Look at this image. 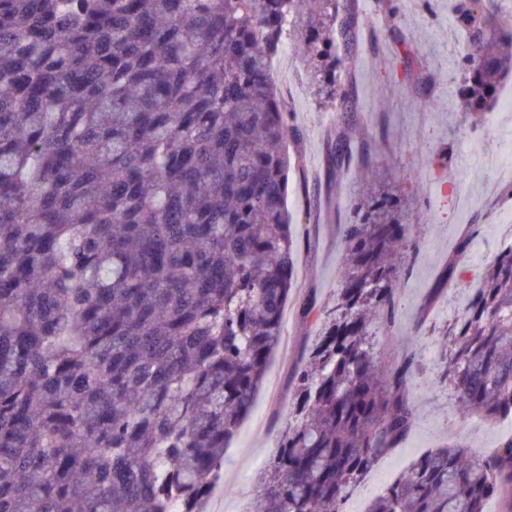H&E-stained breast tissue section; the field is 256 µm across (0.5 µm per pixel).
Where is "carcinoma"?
Wrapping results in <instances>:
<instances>
[{
    "instance_id": "carcinoma-1",
    "label": "carcinoma",
    "mask_w": 512,
    "mask_h": 512,
    "mask_svg": "<svg viewBox=\"0 0 512 512\" xmlns=\"http://www.w3.org/2000/svg\"><path fill=\"white\" fill-rule=\"evenodd\" d=\"M398 0L388 57L412 66ZM459 108L512 78V0H453ZM352 0H0V512H202L253 407L294 288L288 175L305 178L270 76L288 36L314 94L348 111ZM344 134L329 141L341 169ZM332 317L296 375L297 423L261 512H342L410 433L417 352L395 323L411 225L365 157ZM469 238L448 264L452 286ZM436 378L512 419V243L442 331ZM512 512V437L483 461L428 452L366 512Z\"/></svg>"
}]
</instances>
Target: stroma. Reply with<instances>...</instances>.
<instances>
[{
  "instance_id": "obj_1",
  "label": "stroma",
  "mask_w": 512,
  "mask_h": 512,
  "mask_svg": "<svg viewBox=\"0 0 512 512\" xmlns=\"http://www.w3.org/2000/svg\"><path fill=\"white\" fill-rule=\"evenodd\" d=\"M399 10L402 29L414 47L413 65L404 67L359 46L353 69L356 100L350 112L323 106L312 96L309 73L299 58L281 53L273 59L275 83L302 131L297 149L306 161L307 178L290 176L288 210L292 230L305 245L294 259L295 288L283 312L280 345L251 411L224 450L216 512H251L257 483L296 422L295 373L334 304L343 262L341 230L352 218L345 201L365 190L359 178L363 154H370L380 179L401 199L415 225L416 245L401 260L396 327H372L381 356L395 359L412 348L421 354L426 372L437 371L443 350L440 331L469 296L468 290L446 288L440 281L453 242L459 234H469L470 250L460 268L474 283L502 243L494 219L508 190L493 182L492 167L499 155L512 153V139L504 135L512 130V112L495 107L474 118L455 108L460 36L448 0H401ZM339 131L356 147L350 164L338 172L328 161L327 142ZM429 153L447 154L446 169L424 167ZM307 298L315 308L305 319L299 304ZM410 399L417 409L416 424L359 486L361 506H368L424 452L458 443L472 459L481 460L512 436L500 423H475L461 416L448 388L417 387Z\"/></svg>"
}]
</instances>
